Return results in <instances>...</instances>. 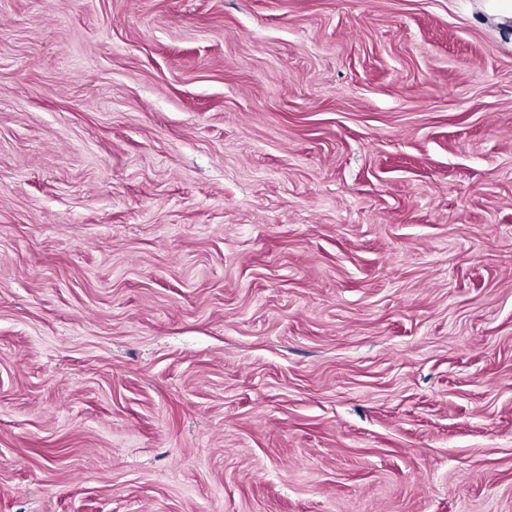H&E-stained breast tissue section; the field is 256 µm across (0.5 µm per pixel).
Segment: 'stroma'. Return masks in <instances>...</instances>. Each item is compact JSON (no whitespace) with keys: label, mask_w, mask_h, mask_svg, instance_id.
Segmentation results:
<instances>
[{"label":"stroma","mask_w":512,"mask_h":512,"mask_svg":"<svg viewBox=\"0 0 512 512\" xmlns=\"http://www.w3.org/2000/svg\"><path fill=\"white\" fill-rule=\"evenodd\" d=\"M0 512H512L491 0H0Z\"/></svg>","instance_id":"35a3bbf8"}]
</instances>
